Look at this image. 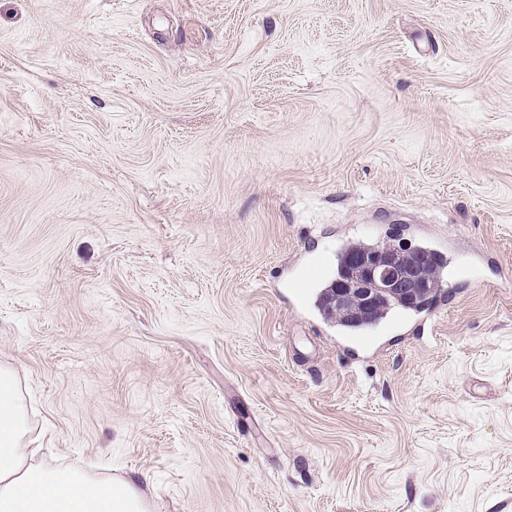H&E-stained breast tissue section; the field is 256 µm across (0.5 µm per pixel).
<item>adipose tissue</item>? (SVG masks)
<instances>
[{"instance_id":"obj_1","label":"adipose tissue","mask_w":512,"mask_h":512,"mask_svg":"<svg viewBox=\"0 0 512 512\" xmlns=\"http://www.w3.org/2000/svg\"><path fill=\"white\" fill-rule=\"evenodd\" d=\"M29 413L14 371L0 366V512H138L131 483L40 462Z\"/></svg>"}]
</instances>
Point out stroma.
<instances>
[{"instance_id":"stroma-1","label":"stroma","mask_w":512,"mask_h":512,"mask_svg":"<svg viewBox=\"0 0 512 512\" xmlns=\"http://www.w3.org/2000/svg\"><path fill=\"white\" fill-rule=\"evenodd\" d=\"M1 363L152 512H512V0H0ZM402 251L388 245L375 246L360 258L346 280L342 281L350 292L359 295L365 304L375 302L379 296L404 288L408 280L416 281L420 275L415 269L404 271L397 266L391 253ZM419 252L428 254L423 250H420ZM428 255L431 257V263L426 269L425 275L429 283L433 284L431 295H422L417 297L415 301H405L400 296H394L389 299L379 301L376 305L372 306L368 312H363L361 310L357 311L355 308H352L351 311H347L345 309H339L336 293L333 287V281L326 292L323 294L322 304L320 306L328 317L330 316L332 319L335 317L336 323L339 326L348 329H361L371 326L374 323L386 318L388 313L395 307H418L425 301L426 305L433 297V295L436 294L438 290H440L439 288H441V269L444 266V263H440L439 259L434 253H429Z\"/></svg>"}]
</instances>
